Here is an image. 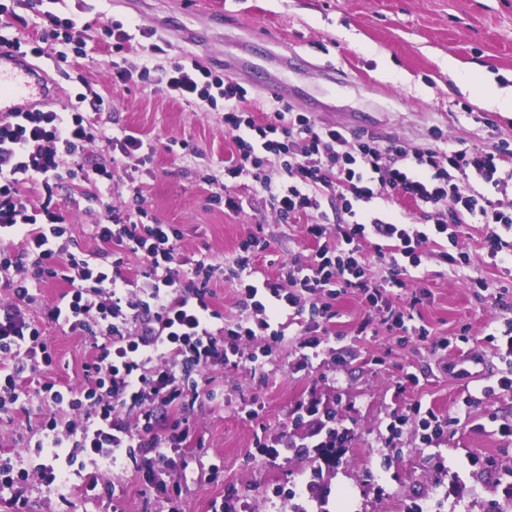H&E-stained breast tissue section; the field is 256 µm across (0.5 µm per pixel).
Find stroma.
Returning a JSON list of instances; mask_svg holds the SVG:
<instances>
[{
    "mask_svg": "<svg viewBox=\"0 0 512 512\" xmlns=\"http://www.w3.org/2000/svg\"><path fill=\"white\" fill-rule=\"evenodd\" d=\"M81 4L65 2L95 41L83 73L104 98L103 113L113 127L157 144L139 173L149 214L178 225L181 250L194 260L231 267L240 242L257 233L268 243L254 262L258 275L281 283L294 263L309 261L314 244L301 225L278 219L251 181L237 184L240 211L211 200L205 178L234 150L223 112L192 109L137 80L113 81L112 41L103 35L101 20L155 28L172 43L161 63L191 56L240 83L259 108L276 95L321 124L351 133L368 130L382 143L411 148L424 146L435 127L452 142L480 144L491 134L512 142V112L481 106L475 95L481 73L497 86H512V0H96L91 12L81 11ZM452 60L458 64L453 72ZM53 201L70 217L80 248L111 262L109 245L93 238L91 226L105 205L128 206V194L99 198L93 185L68 182L55 189ZM484 236L482 225H468L458 249L469 254V264L453 268L431 253L423 260L422 278L408 289H393L397 305L422 292L414 323L428 329L427 341L401 340L378 322L358 334L364 305L350 292L336 299L328 343L306 367L298 365L300 327L294 324L264 374L245 363L211 370L222 403L201 399L178 415L190 429L173 471L186 491V512H209L216 499L236 512H292L308 505L293 490L312 480L345 493V512L416 506L500 512L502 502L512 499V438L501 437L497 426L512 423V393L479 398L467 416L458 414L467 389L508 371L486 336L492 324L512 319V274L487 264ZM477 279L502 288L501 299L478 295ZM67 290L63 281H48L26 313L41 326L53 354L37 378L77 387L93 354L92 338L72 334L45 315L46 306ZM463 333L468 339L457 347H432ZM410 373L418 385L407 384ZM310 399L334 409L337 421L351 430L335 468H320L314 449L304 445L306 427L293 423L294 406ZM418 401L448 421L438 448L421 444L415 427L394 436L387 431L393 415L409 413ZM252 409L259 413L253 420L246 416ZM41 419L35 410L0 420V454L22 455L30 469L39 464L33 433ZM261 439H285L295 448L269 459L258 452ZM213 462L220 465L214 475L208 471ZM453 470L460 478H450ZM101 480L114 486V497L76 498L67 505L30 478L29 512L163 508L162 494L148 488L135 462L105 467Z\"/></svg>",
    "mask_w": 512,
    "mask_h": 512,
    "instance_id": "35a3bbf8",
    "label": "stroma"
}]
</instances>
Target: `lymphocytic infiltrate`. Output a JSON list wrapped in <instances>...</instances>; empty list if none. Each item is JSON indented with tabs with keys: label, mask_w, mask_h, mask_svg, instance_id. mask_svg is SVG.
Here are the masks:
<instances>
[{
	"label": "lymphocytic infiltrate",
	"mask_w": 512,
	"mask_h": 512,
	"mask_svg": "<svg viewBox=\"0 0 512 512\" xmlns=\"http://www.w3.org/2000/svg\"><path fill=\"white\" fill-rule=\"evenodd\" d=\"M59 2L28 0L45 23L40 41L25 45L0 36V50L17 52L25 46L35 57L62 61L92 56L88 42L73 37L77 19L55 12ZM102 29L121 57L113 65L119 81H153L188 106L223 107L224 129L235 151L224 178L208 180L213 200L239 210L234 188L238 179L248 178L282 219L304 220L316 250L309 263L293 266L286 282L253 280V258L266 249L264 240L251 235L239 245L235 286L242 307L262 314V326L269 327L286 309L297 316L310 311L300 344L317 347L321 319L335 316L332 299L352 289L365 305L359 333L378 321L424 341L427 329L413 326L410 309L393 304L391 284L371 276V264L390 266L399 275L418 269L430 244L458 242L466 224L483 226L493 265L512 264L507 239L512 205L500 201L512 189V142L453 147L435 128L430 144L410 150L396 142L382 144L366 130L350 136L343 128L319 124L276 97L258 117L244 87L196 59L182 56L170 65L158 64L162 48L153 31L133 33L109 22ZM133 51L139 63L125 62L124 54ZM75 80L83 90L69 111L37 108L0 115V234L21 240L18 247L0 251V288L13 298L0 305V416H10L23 396L45 406L36 443L53 458L38 469L45 487H61L65 465L78 457L114 465L137 456L147 481L165 493L168 512H182L167 489L170 454L184 446L188 434L159 413L186 409L202 397L216 399L215 388L200 383L198 372L227 365L254 331L244 318L213 328L221 314L210 303L209 286L223 278V265L187 258L176 225L149 221L135 173L150 161L154 144L133 131L107 126L103 98L86 88L83 75ZM97 142L115 149L108 163L90 158L87 149ZM272 158L280 164L275 179L265 172ZM67 181L130 194L133 210L107 207L93 226L95 239L113 248L111 264L69 240V222L53 203L54 188ZM401 199L432 223L431 232L411 229L391 215V205ZM127 249L141 259L140 279L120 273ZM53 279L65 281L69 290L65 301L49 308V318L71 332L105 340L86 363V382L78 388L26 378L38 364H51L52 355L23 308L34 302L35 288Z\"/></svg>",
	"instance_id": "1"
}]
</instances>
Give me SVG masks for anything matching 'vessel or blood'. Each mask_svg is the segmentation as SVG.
I'll use <instances>...</instances> for the list:
<instances>
[{
  "mask_svg": "<svg viewBox=\"0 0 512 512\" xmlns=\"http://www.w3.org/2000/svg\"><path fill=\"white\" fill-rule=\"evenodd\" d=\"M46 77L24 55L0 54V112H22L43 100Z\"/></svg>",
  "mask_w": 512,
  "mask_h": 512,
  "instance_id": "obj_1",
  "label": "vessel or blood"
}]
</instances>
